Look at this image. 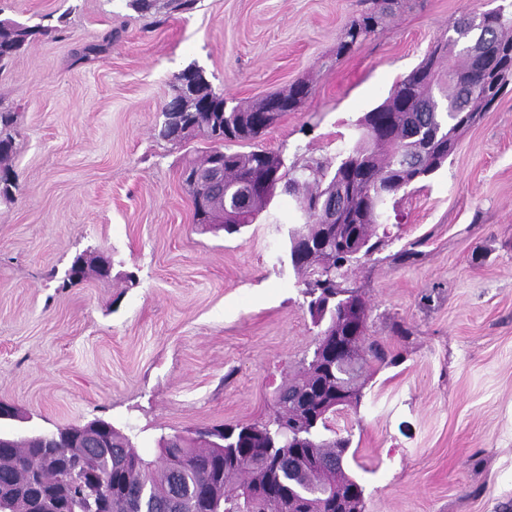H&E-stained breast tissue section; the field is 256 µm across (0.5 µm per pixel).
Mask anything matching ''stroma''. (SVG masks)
I'll return each instance as SVG.
<instances>
[{
  "label": "stroma",
  "mask_w": 512,
  "mask_h": 512,
  "mask_svg": "<svg viewBox=\"0 0 512 512\" xmlns=\"http://www.w3.org/2000/svg\"><path fill=\"white\" fill-rule=\"evenodd\" d=\"M43 24L0 67L16 114L0 201V401L33 426L104 417L159 456L160 437L255 422L309 357L316 330L282 264L276 196L229 234L195 223L181 172L206 150L155 128L179 74L201 67L229 105L296 82L304 104L259 141L286 162L335 159L357 121L490 0H399L377 32L338 54L362 0H197L188 12L131 0H0ZM111 38L101 58L82 48ZM384 244L344 270L368 334L399 355L375 367L351 433L364 512H503L512 506V85L435 174L400 191ZM112 259L109 278L67 274Z\"/></svg>",
  "instance_id": "obj_1"
}]
</instances>
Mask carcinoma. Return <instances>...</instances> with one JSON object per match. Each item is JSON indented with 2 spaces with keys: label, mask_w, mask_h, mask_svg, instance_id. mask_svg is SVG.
<instances>
[{
  "label": "carcinoma",
  "mask_w": 512,
  "mask_h": 512,
  "mask_svg": "<svg viewBox=\"0 0 512 512\" xmlns=\"http://www.w3.org/2000/svg\"><path fill=\"white\" fill-rule=\"evenodd\" d=\"M397 0H376L343 31L345 54L375 33ZM490 25L471 11L437 41L422 62L389 97L357 123L354 146L333 163L286 165L281 154L256 147L224 152V189L199 188L207 203L205 220L235 233L253 223L277 188L295 200L303 223L288 233V254L301 276L312 323L319 328L310 359L276 391L267 418L225 424L197 437L159 440L161 463L143 459L119 428L110 434L112 453L95 461V474L108 479L110 494L99 512H363L364 485L351 472L352 434L330 425L336 411L360 404V377L366 356L398 362L367 336V304L338 281L340 270L379 249L372 241L387 200L437 172L470 125L469 114L488 111L512 83V13L493 8ZM40 26L0 19V61L19 54ZM493 49L501 70L487 80L473 49ZM180 78L194 88L184 98L183 124L219 148L253 145L281 111L294 112L308 95L303 82L250 106L223 111L203 70L192 64ZM110 261L77 256L69 283L83 280L87 266L102 278ZM76 449L51 448L35 434L0 447V500L12 512H41L44 498L69 495L65 512H85L91 474L74 461Z\"/></svg>",
  "instance_id": "cac0c4a2"
}]
</instances>
